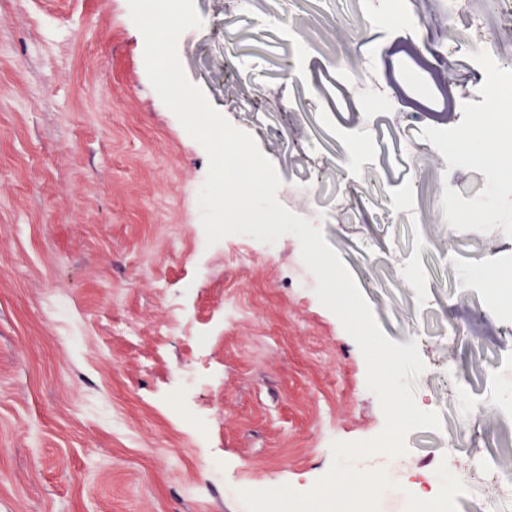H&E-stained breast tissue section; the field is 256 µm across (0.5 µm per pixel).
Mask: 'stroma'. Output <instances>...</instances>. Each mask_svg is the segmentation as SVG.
Instances as JSON below:
<instances>
[{"label": "stroma", "mask_w": 512, "mask_h": 512, "mask_svg": "<svg viewBox=\"0 0 512 512\" xmlns=\"http://www.w3.org/2000/svg\"><path fill=\"white\" fill-rule=\"evenodd\" d=\"M194 3L203 25L176 46L187 78L255 139L280 178L279 202L323 231L384 333L417 343L426 370L410 385L439 413L443 438L456 430L464 351L457 337L439 335L434 311L492 347L493 382L474 403L481 424L508 442L483 448L490 468L467 449L431 443L430 430L405 437L407 460L464 472L458 512H475L502 491L493 469L512 470L502 396L512 380V311L500 297L512 291V185L488 190L482 171L451 166L419 139L415 169L447 167L428 213L451 185L464 198L491 191L496 209L498 236L482 240L487 269L457 258L447 281L431 263L448 239L442 220L338 223L337 199L362 193L360 174L376 157L359 153L339 187L289 168L288 155L297 143L335 154L363 141L366 125L336 86L323 111H289L295 87L319 85L321 67L310 60L289 72L281 63L299 36L334 42L343 56L358 51L354 0L331 7L344 26L316 30L294 18V41L260 28L243 40L235 64L257 61L268 72L256 90L268 100L263 112L224 94L225 0ZM398 42L374 48L377 69L398 84L385 117L431 127L447 101ZM144 51L128 0H0V512H246L240 490L306 491L331 470L333 442L384 428L356 342L313 289L295 286L312 277L298 239L271 248L241 234L207 245L197 189L209 157L151 85ZM46 72L56 82H43ZM268 124L282 136H269ZM366 241L372 252L361 251ZM59 303L57 320L49 311ZM174 318L182 332L160 334ZM185 368L199 384L181 403L200 434L172 408ZM212 459L224 465L221 479L204 470Z\"/></svg>", "instance_id": "1"}]
</instances>
